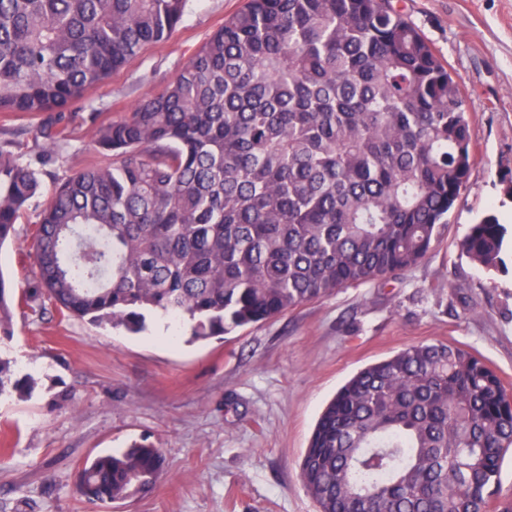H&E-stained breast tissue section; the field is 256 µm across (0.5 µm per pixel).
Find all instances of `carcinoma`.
<instances>
[{
	"label": "carcinoma",
	"instance_id": "cac0c4a2",
	"mask_svg": "<svg viewBox=\"0 0 512 512\" xmlns=\"http://www.w3.org/2000/svg\"><path fill=\"white\" fill-rule=\"evenodd\" d=\"M190 0H0V112H79L112 73L167 41ZM31 159L0 147V246L65 140ZM87 168L57 183L31 233L32 278L0 277L33 314L139 333L146 314L195 339L268 321L426 257L469 179L466 100L392 0H245L159 93L98 129ZM506 228L460 249L502 263ZM36 382L0 357V398ZM512 397L456 345L408 346L360 370L323 410L300 475L318 512H512L500 469ZM153 444L85 461L89 504L148 489Z\"/></svg>",
	"mask_w": 512,
	"mask_h": 512
}]
</instances>
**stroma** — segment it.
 Segmentation results:
<instances>
[{"label":"stroma","instance_id":"stroma-1","mask_svg":"<svg viewBox=\"0 0 512 512\" xmlns=\"http://www.w3.org/2000/svg\"><path fill=\"white\" fill-rule=\"evenodd\" d=\"M242 0H191L165 43L145 49L93 94L98 121L160 91ZM466 97L474 163L426 258L400 279L349 288L263 324L208 340L159 315L131 334L15 309L0 356L36 363L25 399H0V512H317L300 478L316 421L359 370L418 343L467 348L512 394V247L496 270L458 247L472 224L512 225V0H398ZM64 112L68 142L44 189L95 158L98 121ZM40 116L0 112V145L35 155ZM30 222L0 247V274L24 289ZM146 441L164 468L146 492L103 505L75 493L84 461Z\"/></svg>","mask_w":512,"mask_h":512}]
</instances>
